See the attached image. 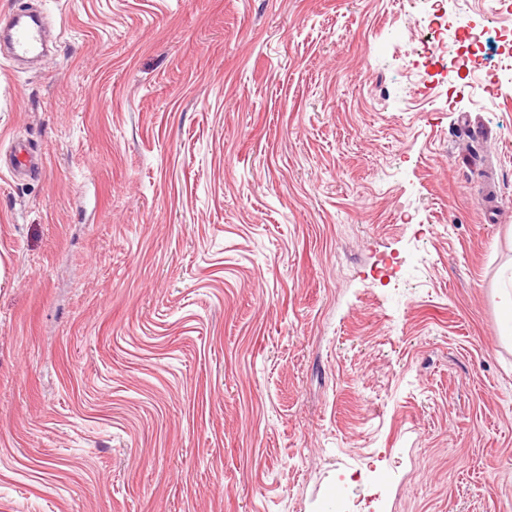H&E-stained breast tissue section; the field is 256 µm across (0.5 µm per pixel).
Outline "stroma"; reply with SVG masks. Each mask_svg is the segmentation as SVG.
I'll use <instances>...</instances> for the list:
<instances>
[{
	"instance_id": "1",
	"label": "stroma",
	"mask_w": 512,
	"mask_h": 512,
	"mask_svg": "<svg viewBox=\"0 0 512 512\" xmlns=\"http://www.w3.org/2000/svg\"><path fill=\"white\" fill-rule=\"evenodd\" d=\"M432 3L0 0V512H512V86ZM433 12L428 16V26L435 33L434 51L446 48L444 35L453 26V22L448 19V14L444 8V1L436 0L433 3ZM7 14L10 19L6 34L9 40L7 56L10 60L16 64L42 56L47 34L45 24L25 9H11ZM9 164L11 167V174L14 178L20 176H27L35 169H39L42 161H35L34 156L22 143H16L12 146L9 154ZM502 287L498 293L500 331L502 336H512V260L499 270Z\"/></svg>"
}]
</instances>
